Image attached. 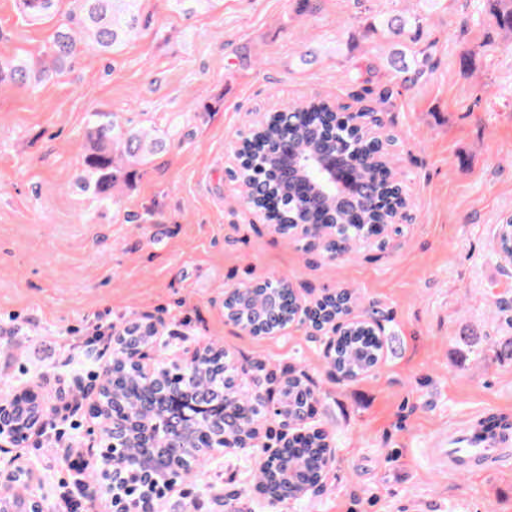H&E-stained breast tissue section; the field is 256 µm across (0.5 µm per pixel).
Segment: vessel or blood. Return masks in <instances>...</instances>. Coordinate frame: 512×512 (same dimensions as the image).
I'll use <instances>...</instances> for the list:
<instances>
[{
	"label": "vessel or blood",
	"instance_id": "obj_1",
	"mask_svg": "<svg viewBox=\"0 0 512 512\" xmlns=\"http://www.w3.org/2000/svg\"><path fill=\"white\" fill-rule=\"evenodd\" d=\"M509 454L512 433L487 432L476 424L448 429L430 450L432 463L451 474L492 468L498 459Z\"/></svg>",
	"mask_w": 512,
	"mask_h": 512
}]
</instances>
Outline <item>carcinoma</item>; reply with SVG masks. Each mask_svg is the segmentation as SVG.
<instances>
[{
	"mask_svg": "<svg viewBox=\"0 0 512 512\" xmlns=\"http://www.w3.org/2000/svg\"><path fill=\"white\" fill-rule=\"evenodd\" d=\"M59 0H20L23 17L41 20L50 17ZM79 18H69L53 35L49 46L31 62L16 61L0 56V84L10 83L35 87L62 74L66 65L80 52L94 49L110 52L127 42L137 32L141 0H76ZM492 15L505 36L512 38V0H491ZM425 16L420 13L395 14L386 17L383 31L396 44L406 35L422 33ZM429 62L425 52L398 49L388 59L395 75L406 84H414ZM90 148L83 158L82 188L102 201L112 200V191L120 183H129L135 166L145 163L163 149L164 142L151 131L121 125L112 115L95 113L88 131ZM328 147L336 149V160L349 171L351 185L367 192L368 205L354 206L339 201L333 194L319 204L304 209L301 204L313 191L312 183L299 178L295 162L302 156ZM243 155L250 186L272 202V220L278 224H390L395 215L406 213L414 206L389 177L383 145L377 144L355 122L352 116L341 115L333 105L323 100L293 103L266 118L245 138ZM352 295L339 291L324 298L316 306L323 321L348 313ZM471 353L480 359L488 351L500 357L512 358V336H463ZM385 342L362 327L354 326L336 339V359L330 361L334 371L353 376L370 372L383 355ZM219 368V361L204 357L192 367L194 378L203 382ZM140 387L131 374L125 376V389L120 397L127 412L141 416L138 400ZM316 401L315 392L299 383L288 385L285 405L288 413L307 408ZM173 414L161 413L150 417L154 423L153 440L163 444L172 432ZM214 434V424L199 418L195 432L186 438L188 450L205 442ZM327 434L319 430L307 437L289 441L285 455L288 470L306 482L322 472L320 441Z\"/></svg>",
	"mask_w": 512,
	"mask_h": 512,
	"instance_id": "obj_1",
	"label": "carcinoma"
}]
</instances>
